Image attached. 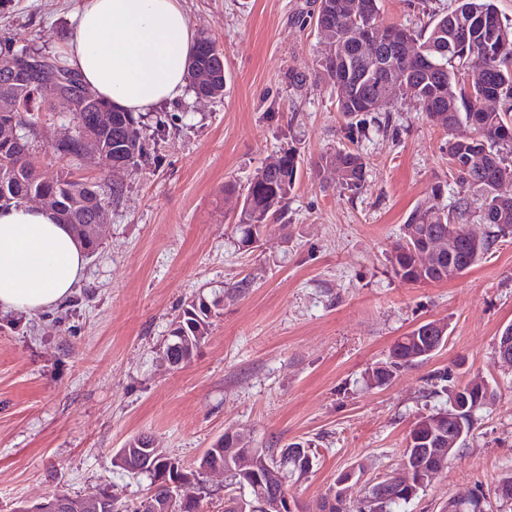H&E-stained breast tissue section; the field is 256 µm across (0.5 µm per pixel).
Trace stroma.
I'll list each match as a JSON object with an SVG mask.
<instances>
[{
	"label": "stroma",
	"mask_w": 512,
	"mask_h": 512,
	"mask_svg": "<svg viewBox=\"0 0 512 512\" xmlns=\"http://www.w3.org/2000/svg\"><path fill=\"white\" fill-rule=\"evenodd\" d=\"M81 0H5L0 39L15 49L61 53ZM196 31L224 50L223 98L184 89L141 113L146 153L112 172L101 158L58 157L69 133L64 112H40L32 148L39 163L99 186L123 185L108 206L100 247L63 305L31 317L0 311V512L58 493L106 486L136 502L150 479L115 465L119 448L145 433L192 465L224 432L249 447L311 448L316 464L288 491L302 512L341 471L365 463L364 479L401 472L415 421L445 407L430 397L436 372L475 377L494 389L459 455L398 512H446L451 498L482 484L486 512H512L493 497L512 476V365L498 362L497 338L512 324V235L457 278L420 286L397 278L390 255L402 225L431 186L453 204L460 185L445 147L466 135L416 112L410 100L390 127H369L360 146L369 165L356 194L319 167L344 144V118L316 80L321 37L308 16L314 0H182ZM454 0H381L382 25L420 29ZM307 77L303 92L289 84ZM303 162L284 225L245 248L224 219L226 182L250 177L287 146ZM245 295L225 298L190 362L171 367L175 318L198 296L243 276ZM443 321L445 346L401 368L381 387L371 370L417 325Z\"/></svg>",
	"instance_id": "35a3bbf8"
}]
</instances>
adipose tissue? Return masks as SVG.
Returning a JSON list of instances; mask_svg holds the SVG:
<instances>
[{"instance_id":"1","label":"adipose tissue","mask_w":512,"mask_h":512,"mask_svg":"<svg viewBox=\"0 0 512 512\" xmlns=\"http://www.w3.org/2000/svg\"><path fill=\"white\" fill-rule=\"evenodd\" d=\"M193 43L181 0H82L62 53L98 96L137 113L182 94ZM84 264L83 244L52 212L0 209V310L34 316L66 302Z\"/></svg>"}]
</instances>
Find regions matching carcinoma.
Listing matches in <instances>:
<instances>
[{"instance_id": "1", "label": "carcinoma", "mask_w": 512, "mask_h": 512, "mask_svg": "<svg viewBox=\"0 0 512 512\" xmlns=\"http://www.w3.org/2000/svg\"><path fill=\"white\" fill-rule=\"evenodd\" d=\"M455 2L453 10L435 16L419 31L380 26L379 0H319L315 15L323 41L321 76L335 92L336 108L347 120L346 138L351 143L320 158V167L337 175L339 188L353 194L363 188L367 162L359 149L360 141L372 123L388 128L387 111L401 94L410 95L427 119L447 129L460 125L470 129L468 136L448 142L447 152L449 170L465 193L448 207L440 203L441 186L431 187L408 215L402 241L391 253L395 275L422 286L453 279L457 270L475 265L499 237L512 233V196L499 191L502 184L512 183V26L502 22L495 0ZM459 28L469 33L470 43L465 50L458 48L456 42ZM363 38L375 44L367 54L358 49ZM221 55L223 51L217 44L200 33L188 72L196 96H224V70L212 69L213 59ZM195 71H206L212 78L197 84L193 82ZM27 83V93H16L0 84V129L14 123L29 130L34 128L43 101L38 94L41 80L29 74ZM498 97L502 100L500 108H484V101ZM94 106L112 112L108 127L95 129L96 113L85 105L81 93L72 97L68 105L71 122L80 129L96 130L99 140L112 152V166L116 169L137 162L144 154L137 118L99 98ZM382 111L386 115H380ZM299 167V152L290 146L254 173L232 217L233 229L241 235L242 244L257 243L264 229L283 221ZM0 190L7 193L1 208L19 205L31 195L53 196V215L61 224H89L95 212L107 204L94 185L37 166L25 135L19 141L0 135ZM474 219L486 225L478 238L466 231ZM450 225L458 238L456 248H445L423 261L421 253L430 242L448 240ZM223 315L221 295L190 302L173 321L166 348L168 362L178 366L191 360L213 322ZM439 327L446 328L448 324L425 322L401 337L391 349L389 362L372 370L371 384L380 387L391 381L394 370L430 359L433 353L424 340L423 329L434 332ZM484 385L481 378L458 382L446 371L435 376L431 394L446 395L451 405L416 422L422 441L406 447L403 472L390 477L400 491L386 503V512H394L395 507L409 502L405 491L418 472L433 470L441 462L436 443L448 438L449 429L457 428L453 403L462 391L470 398L466 428H471L476 412L486 406L482 401H472ZM253 452L239 435L227 431L193 465L184 466L155 448L151 437L138 435L118 449L117 466L145 474L152 481L161 480L152 496L154 507L147 512H201V502L211 495L205 484L208 472H224V487L231 492L243 485L239 468ZM314 459V455H285L281 448L267 449L255 461L257 474L243 485L256 512H263L262 500L271 486L278 481L285 485L292 476L308 474ZM96 495L105 505L101 512H141L143 507V502L122 501L106 488ZM485 503L486 494L478 487L452 499L449 506L451 512H484ZM44 512L91 510L83 497L53 494L46 499Z\"/></svg>"}]
</instances>
